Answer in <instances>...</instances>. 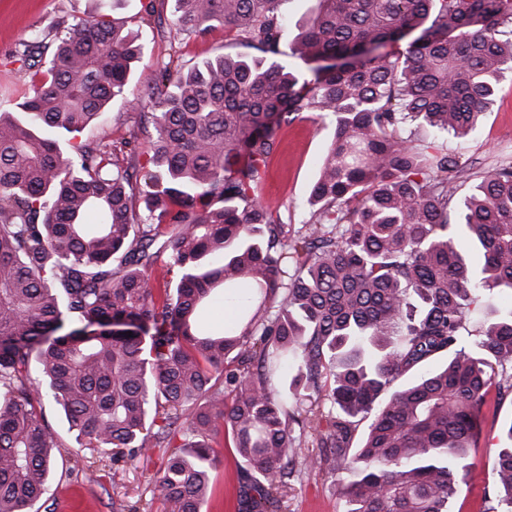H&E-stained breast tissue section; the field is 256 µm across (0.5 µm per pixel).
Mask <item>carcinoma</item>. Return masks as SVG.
<instances>
[{"instance_id": "obj_1", "label": "carcinoma", "mask_w": 512, "mask_h": 512, "mask_svg": "<svg viewBox=\"0 0 512 512\" xmlns=\"http://www.w3.org/2000/svg\"><path fill=\"white\" fill-rule=\"evenodd\" d=\"M279 2L171 0L180 30L222 25L257 55L167 63L147 88L144 165L96 128L141 54L123 28L61 23L14 55L41 78L0 113V512L46 493L44 392L81 449L147 459L187 421L155 484L171 512H201L226 434L249 469L242 512H276L297 463L354 473L345 512H448L465 481L497 367H512V307L482 316L512 290V165L455 207L464 154L411 126L464 138L490 111L512 73V0H317L287 53ZM304 112L334 127L316 210L285 242L257 188ZM55 130L83 138L64 151ZM219 296L233 324L198 329ZM312 396L328 412L302 410ZM296 426L329 452L296 447ZM495 467L512 509V445Z\"/></svg>"}]
</instances>
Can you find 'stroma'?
I'll use <instances>...</instances> for the list:
<instances>
[{
    "label": "stroma",
    "instance_id": "1",
    "mask_svg": "<svg viewBox=\"0 0 512 512\" xmlns=\"http://www.w3.org/2000/svg\"><path fill=\"white\" fill-rule=\"evenodd\" d=\"M145 0H0V112L16 111L38 78L33 71L7 63L8 54L21 50L37 30H49L62 19H87L98 14L122 21L137 35L142 56L135 64L123 98L114 100L104 129L115 141L138 134L144 112L145 91L159 70L177 59L188 68L220 53L241 54L245 47L235 33L215 27L204 35H187L175 26L168 0H158L154 15H145ZM333 131L330 119L304 113L282 126L278 147L269 160L259 195L264 206L277 212L285 239L302 232L309 218L308 196L319 162ZM419 139H437L448 150L462 151L471 164L473 178L512 161V77L500 85L491 112L466 139L433 135L424 125L415 129ZM484 422L471 452V471L449 502L448 512H478L485 495L493 494L495 453L502 448V427L512 422V383L502 382L483 408ZM44 414L58 446L49 490L38 503L39 512H164L154 483L169 450L154 449L150 459H113L97 448L76 451V443L58 406L45 402ZM220 462L212 473L213 494L202 512H238L241 469L231 445L218 451ZM346 471L297 469L282 491V512H343L341 495L349 481Z\"/></svg>",
    "mask_w": 512,
    "mask_h": 512
}]
</instances>
